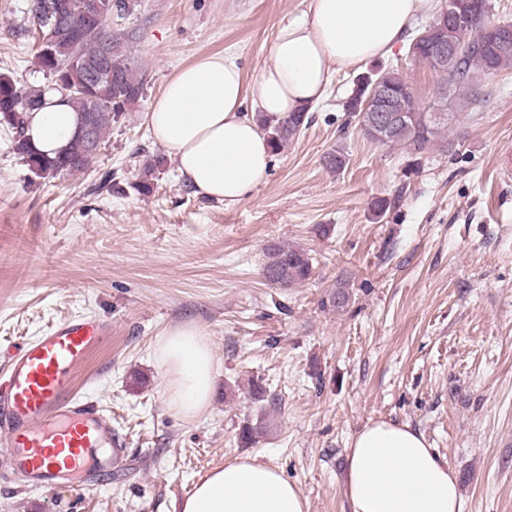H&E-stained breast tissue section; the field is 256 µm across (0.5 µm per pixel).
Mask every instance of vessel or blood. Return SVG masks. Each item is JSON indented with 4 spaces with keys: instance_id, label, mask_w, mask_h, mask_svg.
Instances as JSON below:
<instances>
[{
    "instance_id": "b4317fda",
    "label": "vessel or blood",
    "mask_w": 512,
    "mask_h": 512,
    "mask_svg": "<svg viewBox=\"0 0 512 512\" xmlns=\"http://www.w3.org/2000/svg\"><path fill=\"white\" fill-rule=\"evenodd\" d=\"M101 336L100 326L87 320L56 325L20 350L0 381V447L8 467L30 485L85 478L88 449H103V472L121 453L118 433L96 405L62 397Z\"/></svg>"
}]
</instances>
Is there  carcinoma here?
I'll return each mask as SVG.
<instances>
[{"label": "carcinoma", "instance_id": "cac0c4a2", "mask_svg": "<svg viewBox=\"0 0 512 512\" xmlns=\"http://www.w3.org/2000/svg\"><path fill=\"white\" fill-rule=\"evenodd\" d=\"M64 3L66 33L58 36L51 45L52 57L64 67L62 81L23 89L13 75L0 72V124L14 126L15 113L23 111L20 100L40 107L44 105L46 93L55 90L61 94L60 101L71 105L79 118L90 119L95 136L102 143L112 124L143 98L145 78L131 62L130 56L120 50L112 57V80L92 83L91 70L98 65L102 54L100 30L88 22L85 0H64ZM508 68H512V51L495 53L487 40L481 48L469 50L460 67L442 73V78L449 84L448 96L462 109L478 101L476 89L482 77ZM370 78L398 91L400 104L410 108L421 107L420 103L412 101L410 87L398 70L378 71ZM308 123V113L293 112L272 126L273 153H280ZM446 126V120L426 125L422 113L416 112L414 117L395 128L385 144L406 148L413 158L408 171L416 172L420 167V154L439 143L440 131ZM14 149L26 163L39 166L47 178L60 168L69 174L82 172L96 157L87 141L79 135L73 136L65 150L53 157L36 153L24 134L14 139ZM163 163V158H155L147 164L141 177L129 184V188L139 195H150L157 179L156 173ZM264 256L263 275L270 285L277 288H293L307 281L312 274L311 258L300 247L275 243L265 249Z\"/></svg>", "mask_w": 512, "mask_h": 512}]
</instances>
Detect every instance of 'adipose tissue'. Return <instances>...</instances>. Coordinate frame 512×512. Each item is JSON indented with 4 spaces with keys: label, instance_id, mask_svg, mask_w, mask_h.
<instances>
[{
    "label": "adipose tissue",
    "instance_id": "adipose-tissue-1",
    "mask_svg": "<svg viewBox=\"0 0 512 512\" xmlns=\"http://www.w3.org/2000/svg\"><path fill=\"white\" fill-rule=\"evenodd\" d=\"M435 0H311L281 24L270 61L245 79L235 58L207 55L175 72L143 119L196 195L231 209L260 185L270 162L265 121L311 109L333 74L388 56ZM26 135L40 151L63 148L76 114L49 95ZM252 111H245V104ZM156 360L172 382L168 403L195 416L209 402L215 362L200 330L161 337ZM350 512H460L457 476L410 425L371 421L352 438L343 475ZM172 512H307L300 489L277 468L237 457L194 485Z\"/></svg>",
    "mask_w": 512,
    "mask_h": 512
}]
</instances>
